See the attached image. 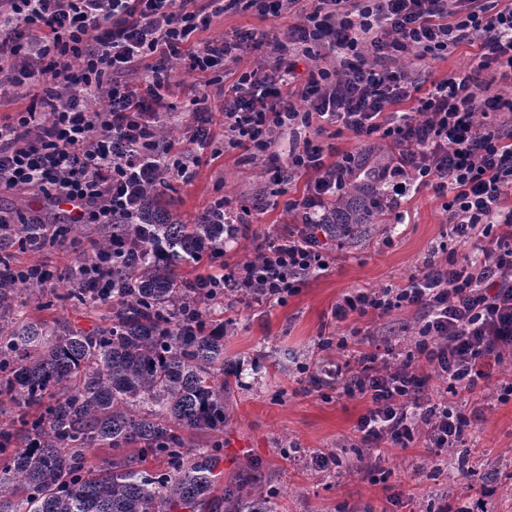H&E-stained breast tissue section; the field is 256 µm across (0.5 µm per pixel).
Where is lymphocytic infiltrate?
Returning a JSON list of instances; mask_svg holds the SVG:
<instances>
[{"mask_svg":"<svg viewBox=\"0 0 512 512\" xmlns=\"http://www.w3.org/2000/svg\"><path fill=\"white\" fill-rule=\"evenodd\" d=\"M280 18L299 7L283 37L245 30L235 42H194L225 10L224 0H0V98L22 90L17 112L0 116V189L30 191L51 206L75 203L74 224H136L146 188L192 182L196 157L163 140L167 123L190 112V142L213 154L241 150L269 166L276 183L308 182L290 202L296 224L259 244L254 259L207 276L225 298L284 301L304 276L328 266L318 236L325 205L343 196L363 165L360 153L326 162L307 136L333 124L359 142L390 145L379 173L391 198L411 183L451 187L450 234L478 254L457 263L427 258L406 287L355 291L337 302V321L424 309L425 323L405 355L381 351L370 331L351 338L324 373L344 395L369 401L356 422L370 448L405 450L425 441L435 452L464 439L467 418L439 400L421 401L430 380L446 392L473 390L490 362L512 353V115L499 117V96L481 80L491 66L512 69V0H261ZM268 46L272 62L237 71L219 102L207 84L188 107L168 99V68L187 62L201 73L225 69L242 44ZM478 43L470 71L432 90L404 64L442 58ZM332 60L319 61L318 49ZM309 58L304 77L296 56ZM141 72L133 86L127 74ZM408 111H401V104ZM426 362L429 373L418 369Z\"/></svg>","mask_w":512,"mask_h":512,"instance_id":"f902f5d3","label":"lymphocytic infiltrate"}]
</instances>
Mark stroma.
Returning <instances> with one entry per match:
<instances>
[{
  "mask_svg": "<svg viewBox=\"0 0 512 512\" xmlns=\"http://www.w3.org/2000/svg\"><path fill=\"white\" fill-rule=\"evenodd\" d=\"M298 20L293 13L279 20L263 16L239 0L214 18L203 36L230 39L247 29L279 36ZM477 51L474 45L459 46L445 58L415 62L409 75L417 81L440 80L469 68ZM304 187L299 180L280 193L264 164L244 163L236 150L217 158L203 151L194 182L170 181L162 204L191 223L216 198H227L239 232L226 244L222 260L202 258L197 267L185 268L184 277L221 273L224 265L253 258L266 237L288 232L292 221L286 203ZM449 196L448 190L429 186L402 197L396 213L404 214V223H396V213H390L384 223L369 225L360 239L334 249L329 268L310 273L284 302L242 301L228 311L233 326L224 335V358L242 371L239 384L224 392L229 420L218 437L223 448L219 484L237 474L254 476L257 485L277 492L278 512H438L451 487L482 500L487 512H512V397L499 398V380L512 373V356L492 366L489 378L474 390H459L448 399L470 422L464 446L471 463L485 472L482 480L467 479L453 466L455 449L438 455L420 444L385 453L382 466L372 468L375 451L354 431L367 401L313 380L317 364L336 358L335 349L323 348V340L339 341L351 329L332 315L344 294L405 287L434 249H447L457 259L472 253V246L449 235L444 209ZM37 212L57 224L67 221L66 210L46 205L33 193L0 191V216L17 224ZM110 232L106 224H85L71 243L17 250L14 260L48 265L59 276L54 283L59 289L61 274L93 240ZM423 323V310L411 307L363 318L360 325L401 351L412 348ZM319 452L337 454L340 466L318 469L312 458Z\"/></svg>",
  "mask_w": 512,
  "mask_h": 512,
  "instance_id": "1",
  "label": "stroma"
}]
</instances>
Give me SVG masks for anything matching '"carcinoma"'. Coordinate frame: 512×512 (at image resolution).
Returning <instances> with one entry per match:
<instances>
[{
	"label": "carcinoma",
	"mask_w": 512,
	"mask_h": 512,
	"mask_svg": "<svg viewBox=\"0 0 512 512\" xmlns=\"http://www.w3.org/2000/svg\"><path fill=\"white\" fill-rule=\"evenodd\" d=\"M162 191L147 187V224H117L128 244L127 267L109 292L85 270L111 245L104 237L68 269L56 299L92 298L110 308L91 332L58 319H33L23 294L42 286L16 275L12 255H0V395L21 414L22 437L0 429V512H276V492L263 493L239 477L215 494L221 448H188L187 435L224 432V331L212 327L224 308L180 276L204 249H224L236 236L229 211L216 221L206 211L194 224L160 205ZM389 205L369 171L352 191L328 205L331 238L352 239L385 217ZM49 238L40 224L17 229L21 248L63 245L72 228ZM40 408L37 414L28 409ZM112 449L97 467L89 448ZM164 464L161 473L146 466Z\"/></svg>",
	"instance_id": "obj_1"
}]
</instances>
